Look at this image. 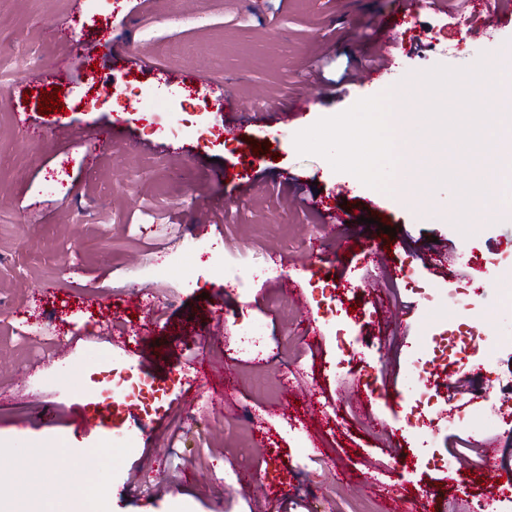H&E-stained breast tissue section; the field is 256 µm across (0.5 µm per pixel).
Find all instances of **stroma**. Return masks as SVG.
<instances>
[{"mask_svg":"<svg viewBox=\"0 0 512 512\" xmlns=\"http://www.w3.org/2000/svg\"><path fill=\"white\" fill-rule=\"evenodd\" d=\"M72 0H0V64L16 75L0 82V449L13 457L51 446L62 453L73 475L81 463L93 466V489H103L109 512H353L362 500L387 512L388 490H396L409 512H477L492 495L482 477L484 443L498 450V462L512 469V416L499 402L512 396V345L503 348L494 374H485L476 356L458 354L438 373L460 371L463 380L443 393L449 412L477 418L474 429H440L428 445L404 432L410 408L409 363L435 316L425 310L402 275L412 266L419 284L478 291V308L451 310L450 320L477 323L512 337V307L501 305L493 266L484 270L449 261V247L472 257L512 252V207L488 202V215L455 222L459 195L448 185L432 187L435 203L423 209L398 192L364 186L354 175L337 172L317 155H299L294 136L319 118L339 114L358 100L399 90L436 66L476 65L501 45L512 44V15L475 42L451 29L443 14L425 12L400 28L395 82L350 85L338 98L322 97L324 78L345 65H370L376 24L398 17L404 0H146L97 82L61 87L62 111L40 115L41 135L21 140L15 112L38 110L36 70L51 65L62 48L47 35L50 20L69 15ZM180 43L183 54L159 59L154 71L129 61L134 50L154 51L159 37ZM201 61L212 79L228 83L246 103L268 96L289 103L317 97L310 112L288 128L258 127L246 140L204 142L193 134L200 124L220 125L211 101L186 113L182 96L169 97L170 112L184 117L179 138L150 131L137 106L161 92V81L177 77L186 64ZM117 88L131 103L124 110L122 140L151 143L146 152L94 149L80 138L58 137L60 127L79 130L112 118L109 94ZM96 106H89V99ZM428 102L418 89L403 120L423 164L447 168L449 154L461 152L453 135L437 136L422 112ZM219 159L227 177L209 180V159ZM348 216L345 224H320L298 204L300 193ZM386 219L396 236L383 237ZM216 224L204 236L196 225ZM134 224H163L188 239L189 249L169 261L198 272L157 279L142 254L155 246L153 235L131 232ZM320 240L324 260L309 261L308 245ZM391 248L387 263L364 267L361 242ZM220 251L239 263L263 267L271 254L287 264L279 279L260 281L242 295L208 267ZM433 256L422 264L420 254ZM339 285L337 306L356 307L347 321L356 349L338 351L331 336L308 340L304 320L324 326L331 314L316 305L321 281ZM299 282L301 294L291 317L266 304L271 294ZM383 297L375 309L368 285ZM34 318L47 335L65 330L76 346L58 348L51 365L32 366L16 346L15 321ZM266 326L268 349L247 356L232 343L236 328L252 320ZM111 323L112 337L126 346L124 356L138 375L164 394L149 411L130 415L99 395L108 374L89 363V352L109 355L111 339L100 327ZM218 365L221 380L197 384L199 358ZM263 375L280 385L278 394L255 390ZM372 393V416L390 429L377 431L371 417L352 404L357 386ZM54 409L51 419L43 407ZM86 411L103 414L99 432L79 430L74 419ZM137 434V448L113 462L103 444L113 429ZM305 440L314 460L303 459ZM466 453L470 471L443 466V458ZM257 474L248 495L241 477ZM52 470L29 471L0 463V512H94V496L63 500Z\"/></svg>","mask_w":512,"mask_h":512,"instance_id":"stroma-1","label":"stroma"}]
</instances>
